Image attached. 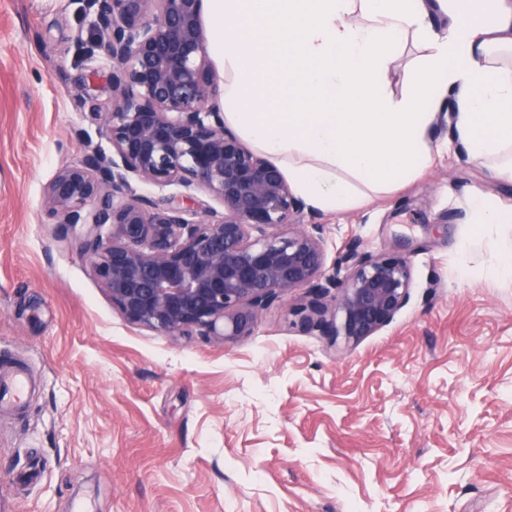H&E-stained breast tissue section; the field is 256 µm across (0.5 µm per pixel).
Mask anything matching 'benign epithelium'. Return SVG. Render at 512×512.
Wrapping results in <instances>:
<instances>
[{
  "mask_svg": "<svg viewBox=\"0 0 512 512\" xmlns=\"http://www.w3.org/2000/svg\"><path fill=\"white\" fill-rule=\"evenodd\" d=\"M85 2L92 48L112 63V153L91 147L59 168L43 206L55 224L85 226L78 248L124 320L233 343L306 288L296 315L307 329L358 342L389 324L409 297L406 256L352 242L325 273L322 239L305 228V205L283 171L225 127L204 0ZM136 183L180 191L152 197ZM199 193L219 208L185 205Z\"/></svg>",
  "mask_w": 512,
  "mask_h": 512,
  "instance_id": "1",
  "label": "benign epithelium"
}]
</instances>
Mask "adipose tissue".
Segmentation results:
<instances>
[{"label":"adipose tissue","mask_w":512,"mask_h":512,"mask_svg":"<svg viewBox=\"0 0 512 512\" xmlns=\"http://www.w3.org/2000/svg\"><path fill=\"white\" fill-rule=\"evenodd\" d=\"M210 58L224 121L287 171L312 209H347L433 158L451 110L468 157L512 181V0H207ZM449 21L437 34L433 15ZM415 38L427 50L389 93L386 76Z\"/></svg>","instance_id":"1"}]
</instances>
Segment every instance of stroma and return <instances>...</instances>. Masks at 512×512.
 <instances>
[{
	"label": "stroma",
	"instance_id": "35a3bbf8",
	"mask_svg": "<svg viewBox=\"0 0 512 512\" xmlns=\"http://www.w3.org/2000/svg\"><path fill=\"white\" fill-rule=\"evenodd\" d=\"M84 0H0V356L27 403L0 412V512H512V224H474L451 119L433 165L318 215L326 266L351 241L400 252L409 300L357 343L303 330L306 289L234 343L125 321L42 201L87 146L111 151L109 60Z\"/></svg>",
	"mask_w": 512,
	"mask_h": 512
}]
</instances>
